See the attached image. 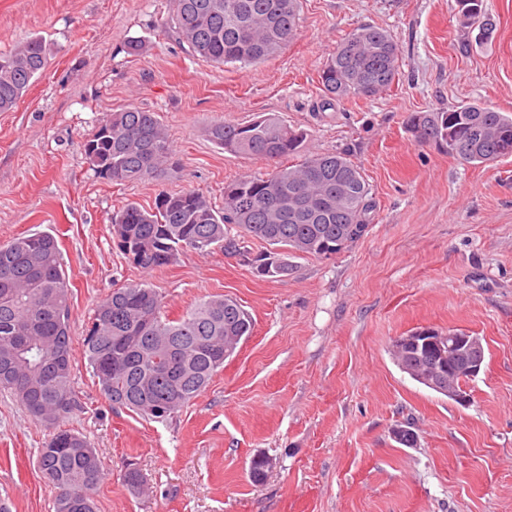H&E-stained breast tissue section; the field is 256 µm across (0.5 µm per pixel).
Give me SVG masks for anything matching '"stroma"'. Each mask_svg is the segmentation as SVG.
I'll return each mask as SVG.
<instances>
[{
    "label": "stroma",
    "mask_w": 512,
    "mask_h": 512,
    "mask_svg": "<svg viewBox=\"0 0 512 512\" xmlns=\"http://www.w3.org/2000/svg\"><path fill=\"white\" fill-rule=\"evenodd\" d=\"M492 42L463 45L457 0H301L297 38L256 66H216L167 38L171 0H0V53L42 38L48 64L0 112V244L48 232L72 290V383L65 418L100 453L97 512H512V157L482 167L418 144L410 113L477 103L512 115V0H484ZM389 31L398 80L371 100L321 112L319 70L358 26ZM142 41L133 54L128 41ZM157 112L176 167L156 179L98 178L83 151L97 121ZM274 115L305 131L304 153L350 152L373 198L364 235L331 258H292L281 278L237 256L190 249L135 266L111 217L159 192L224 186L275 164L205 133ZM143 283L169 317L213 295L236 299L253 333L209 386L161 423L110 406L82 346L96 306ZM419 327L480 336L486 359L461 405L394 364ZM412 426L416 446L392 430ZM50 431L0 390V512H54L37 463ZM271 460L263 482L254 457ZM146 480L123 483L126 467Z\"/></svg>",
    "instance_id": "35a3bbf8"
}]
</instances>
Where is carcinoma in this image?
<instances>
[{"mask_svg":"<svg viewBox=\"0 0 512 512\" xmlns=\"http://www.w3.org/2000/svg\"><path fill=\"white\" fill-rule=\"evenodd\" d=\"M463 27L493 33L483 0H459ZM300 0H173L167 33L214 65H256L281 52L299 28ZM47 62L39 37L0 53V112L11 110ZM400 48L386 30L361 25L343 38L319 70L325 111L350 98H372L399 77ZM420 142H434L460 162L487 165L512 156V116L478 104L409 115ZM209 138L225 151L275 161L298 154L304 133L276 117L217 123ZM84 153L112 182L150 180L170 164L172 148L157 113L138 106L104 115ZM372 210L361 167L345 153H314L265 177L242 176L224 187L217 210L202 192H160L154 207L128 203L112 214L113 232L136 266L152 270L180 251L219 247L257 274L284 277L288 257H323L341 241L363 236ZM239 229L234 235L231 229ZM274 252L251 255L245 239ZM164 298L131 284L97 305L84 336L89 367L106 400L155 422H167L195 399L224 366V342L249 336L250 315L237 300L200 301L176 320L163 318ZM70 288L54 236L37 232L0 244V388L32 419L53 430L38 450V467L56 491L55 512H95L103 478L91 443L66 427L78 406L72 387Z\"/></svg>","mask_w":512,"mask_h":512,"instance_id":"1","label":"carcinoma"}]
</instances>
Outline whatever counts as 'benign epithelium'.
Instances as JSON below:
<instances>
[{"label": "benign epithelium", "instance_id": "benign-epithelium-1", "mask_svg": "<svg viewBox=\"0 0 512 512\" xmlns=\"http://www.w3.org/2000/svg\"><path fill=\"white\" fill-rule=\"evenodd\" d=\"M407 350L413 355L409 363L397 361L421 384L459 404L468 402L465 388L457 387L459 378L479 374L484 363L482 340L467 332L440 334L421 328L395 340L394 351Z\"/></svg>", "mask_w": 512, "mask_h": 512}]
</instances>
